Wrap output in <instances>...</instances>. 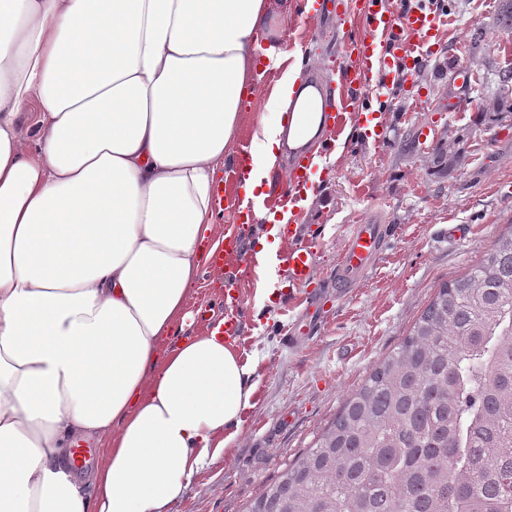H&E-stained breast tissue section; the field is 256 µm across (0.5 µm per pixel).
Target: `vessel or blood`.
I'll list each match as a JSON object with an SVG mask.
<instances>
[{"label": "vessel or blood", "instance_id": "b4317fda", "mask_svg": "<svg viewBox=\"0 0 512 512\" xmlns=\"http://www.w3.org/2000/svg\"><path fill=\"white\" fill-rule=\"evenodd\" d=\"M363 12L369 22V30L355 44L358 68L349 75V82L370 85L384 76L391 78L392 82H400L403 73L413 70L428 56L432 33L439 28L437 16L431 11L416 9L399 24L391 16L386 0H365ZM403 30L410 33L411 39L404 42L401 56H382L378 50V34L396 36ZM280 232L289 241L288 250L280 259L285 273L293 283L306 282L314 268L311 247L299 243L298 225H281ZM380 247V225H359L340 261L342 281L348 282L360 277L371 265Z\"/></svg>", "mask_w": 512, "mask_h": 512}]
</instances>
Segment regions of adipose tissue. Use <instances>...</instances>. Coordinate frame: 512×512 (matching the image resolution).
I'll return each instance as SVG.
<instances>
[{"mask_svg":"<svg viewBox=\"0 0 512 512\" xmlns=\"http://www.w3.org/2000/svg\"><path fill=\"white\" fill-rule=\"evenodd\" d=\"M269 0H0V512H167L231 447L256 366L188 318ZM284 68L242 189L262 203L322 103ZM286 240L254 243L272 293ZM100 458L89 478L76 440Z\"/></svg>","mask_w":512,"mask_h":512,"instance_id":"adipose-tissue-1","label":"adipose tissue"}]
</instances>
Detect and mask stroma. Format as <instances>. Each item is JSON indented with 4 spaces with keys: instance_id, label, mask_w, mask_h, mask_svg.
I'll use <instances>...</instances> for the list:
<instances>
[{
    "instance_id": "35a3bbf8",
    "label": "stroma",
    "mask_w": 512,
    "mask_h": 512,
    "mask_svg": "<svg viewBox=\"0 0 512 512\" xmlns=\"http://www.w3.org/2000/svg\"><path fill=\"white\" fill-rule=\"evenodd\" d=\"M444 26L432 41L431 55L411 78L391 84L349 87L342 74L351 65L353 42L368 23L357 12L348 33L313 20L309 0H270V22L261 43L282 39L284 51L301 52V83L318 76L336 100H358L343 112L321 146L335 163L311 174L315 199L300 207L295 221L315 253L312 279L290 287L279 277L274 291L257 299L254 271L226 261L223 284L202 270L187 300L194 314L187 334L235 312L241 321L237 345L256 358L255 405L247 410L228 455L196 473L169 512H243L265 485L274 483L286 462L306 448L357 389L407 337L442 283L462 277L512 224V119L484 120L478 110L452 112L449 102L493 94L498 74L512 68V30L502 29V0H446ZM482 31L479 48L471 36ZM474 77L463 88L460 68ZM273 68L258 81L243 107L234 147L253 145L255 120L280 77ZM380 116L382 139L367 138L361 113ZM460 137L463 161L447 177L434 176L429 164L436 145ZM224 208L217 230L252 245L262 219L244 224L238 182L222 177ZM382 225L384 239L372 267L344 297L336 295L340 256L355 227ZM460 224L466 236L448 240V225ZM238 296L228 308L225 290ZM309 324L305 339L289 344L297 323Z\"/></svg>"
}]
</instances>
